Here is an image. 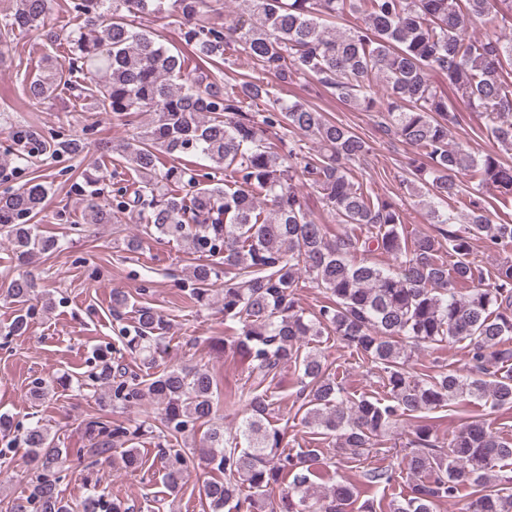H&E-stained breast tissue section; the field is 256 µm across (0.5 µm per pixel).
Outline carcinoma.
Returning a JSON list of instances; mask_svg holds the SVG:
<instances>
[{"instance_id":"obj_1","label":"carcinoma","mask_w":512,"mask_h":512,"mask_svg":"<svg viewBox=\"0 0 512 512\" xmlns=\"http://www.w3.org/2000/svg\"><path fill=\"white\" fill-rule=\"evenodd\" d=\"M221 0H72L79 24L65 36L68 69L46 65L25 86L27 99L41 104L64 87L123 125L131 115L151 119L136 138L113 148L138 177L129 191L112 190L102 204L103 179L80 173L90 224H112L135 212L146 234L181 242L209 258L190 270L189 297L211 300L223 293L224 331L249 358L254 382L228 397L227 405L250 411L234 433L225 434L217 377L205 366L172 367L158 374L129 373L101 351L89 382L77 390H112V404L129 408L149 401L159 424L127 425L96 417L85 424L91 464L108 453L124 467L142 464L135 444L155 440L167 487L174 491L197 466L221 477L204 485L209 512H349L355 486L343 479L314 491L313 479L331 463L319 448L292 454L279 451L285 432L271 424L275 392L263 386L292 360L301 366L302 421L335 441L336 451L368 458L381 438L410 422L402 458L410 475L407 494L389 502V512H437L443 500L471 488L462 512H512V440L484 421L463 419L448 443L436 435L428 413L466 398L489 399L512 408V261L492 272L471 259L472 241L512 246V221L492 223L486 194L512 199V166L495 152L473 153L449 141L459 109L431 80L443 76L457 100L488 117V136L512 151V38L471 36L476 22L512 16V0H239L238 19L218 26L208 21ZM48 0H14L0 23V44L14 31L44 25ZM142 15L177 18L189 51L174 52L138 30ZM355 18L345 31H331L330 19ZM244 63L252 71L236 83L189 78L190 63ZM273 73L288 84L311 78L344 102L378 114L377 125L418 150L410 162L407 187L436 224L457 223L451 201L468 197L464 224L441 230L453 263L439 256L441 243L430 234L404 235L398 204L372 195L354 176L367 163L369 147L350 127L326 118L314 106L280 97L257 77ZM263 100L269 109L251 110ZM311 137L308 148L296 136ZM13 160L26 167L82 154L84 139L50 129L14 126ZM175 159L162 164L160 154ZM201 155L214 169L201 173L180 163ZM469 176L470 184L458 179ZM316 187L341 230L307 211L299 181ZM49 186L34 176L0 193V234L16 261L30 265L60 248L32 220L45 206ZM366 225L365 235L355 232ZM392 255L384 267L368 260ZM324 290L313 311L299 305V280ZM37 288L31 273L11 279L4 297L18 306L1 336H21L35 315ZM169 322L141 305L132 329H121L124 349L148 366L165 353ZM334 336L383 373L386 396L353 399L336 381L321 350L300 353L303 344ZM468 342L479 374L458 371L413 374L405 343L440 345ZM206 428L202 448L188 453L178 439ZM28 448L20 480L27 494L7 512H73L58 485L74 468L75 457L61 448L48 427L36 422L20 438ZM292 482L284 484L287 478ZM82 512H127L106 489L93 488Z\"/></svg>"}]
</instances>
